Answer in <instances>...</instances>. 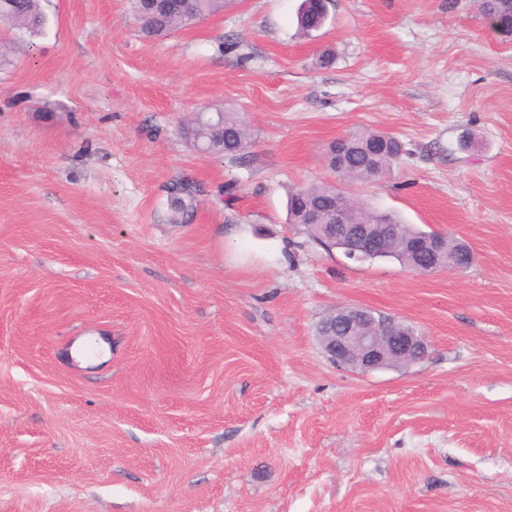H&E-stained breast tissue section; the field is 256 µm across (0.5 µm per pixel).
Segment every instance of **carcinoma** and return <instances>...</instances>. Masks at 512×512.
<instances>
[{
	"label": "carcinoma",
	"mask_w": 512,
	"mask_h": 512,
	"mask_svg": "<svg viewBox=\"0 0 512 512\" xmlns=\"http://www.w3.org/2000/svg\"><path fill=\"white\" fill-rule=\"evenodd\" d=\"M41 0H16V5L0 15V21L22 34L35 35L46 23ZM232 4V0H194L193 10L184 16H175L163 10H149L144 0H131L134 19L140 34L146 39L161 38L174 30L189 28L204 19L216 15ZM480 14L486 20L497 21L512 27V0H478ZM325 17L316 11L312 0H302L299 9L298 25L303 36L309 37L318 30ZM184 137L207 148L212 154H224L232 158L243 155L248 148L250 131L244 120L236 112H224V119L213 120L208 116L194 117L181 127ZM404 153L403 144L394 136L373 131H359L349 135V149L342 160L328 162L329 169L336 177L347 183H376L380 181L398 162ZM172 206L176 211L187 207L185 199L193 198V186L179 183L172 188ZM349 203L350 224H374L378 233L395 230V240L403 247L397 251L371 255L366 261L394 259L402 266H413L415 272H424L406 250L405 244L427 237H438L448 241V251L457 252L461 265L470 266L473 255L464 244L455 241L447 234L437 231H424L404 224L392 215L371 208L367 203L348 196L333 183H313L292 192L288 197V220L291 224L304 226L307 235L320 242V230L304 225L305 215L314 207L324 208L336 201Z\"/></svg>",
	"instance_id": "obj_1"
}]
</instances>
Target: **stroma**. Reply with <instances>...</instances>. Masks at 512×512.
I'll list each match as a JSON object with an SVG mask.
<instances>
[{
	"label": "stroma",
	"mask_w": 512,
	"mask_h": 512,
	"mask_svg": "<svg viewBox=\"0 0 512 512\" xmlns=\"http://www.w3.org/2000/svg\"><path fill=\"white\" fill-rule=\"evenodd\" d=\"M299 3L151 41L128 0L0 23V512H512V36L473 0H330L302 38ZM205 108L245 119L243 156L182 136ZM357 130L405 153L346 192L470 267L353 263L289 224ZM339 306L418 328L426 357L333 365L316 325ZM88 335L112 356L83 368ZM89 342H94L96 344V351L93 355H87L85 353L86 345ZM109 345L107 342L103 341L102 339L98 338L97 336H91L88 339H84L81 342H79L77 345H75L71 349V357L76 361L79 362L81 366H86L88 364H92L95 362L100 361L101 359H105L108 356L109 353Z\"/></svg>",
	"instance_id": "35a3bbf8"
}]
</instances>
